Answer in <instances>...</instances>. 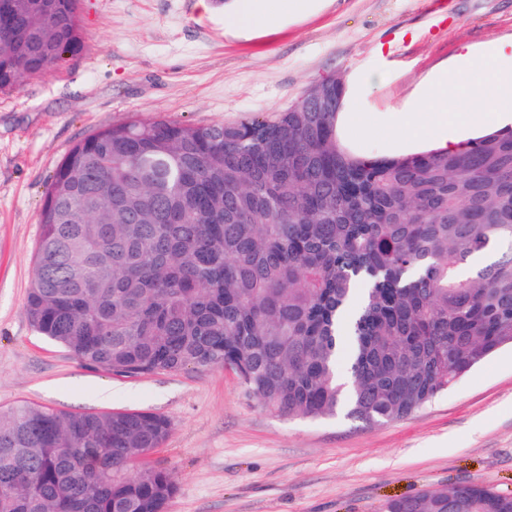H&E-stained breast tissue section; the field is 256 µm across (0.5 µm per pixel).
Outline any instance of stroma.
<instances>
[{
  "instance_id": "35a3bbf8",
  "label": "stroma",
  "mask_w": 512,
  "mask_h": 512,
  "mask_svg": "<svg viewBox=\"0 0 512 512\" xmlns=\"http://www.w3.org/2000/svg\"><path fill=\"white\" fill-rule=\"evenodd\" d=\"M232 0H80L83 47L0 90V408L143 410L173 426L150 454L177 492L166 512H383L393 498L476 482L512 493V349L421 410L382 425L284 421L232 372L122 378L81 367L24 314L51 177L72 148L131 118L215 125L275 118L327 76L376 124L463 48L512 42V0H316L238 36Z\"/></svg>"
}]
</instances>
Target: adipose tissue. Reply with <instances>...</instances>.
<instances>
[{
	"instance_id": "ef3b65f1",
	"label": "adipose tissue",
	"mask_w": 512,
	"mask_h": 512,
	"mask_svg": "<svg viewBox=\"0 0 512 512\" xmlns=\"http://www.w3.org/2000/svg\"><path fill=\"white\" fill-rule=\"evenodd\" d=\"M311 0H234L224 16L226 30L246 33L305 11ZM463 73L444 70L423 83L390 125L371 127L362 117L343 120L346 132L375 134L455 150L459 134L470 127L500 129L512 125V44L488 55L462 53Z\"/></svg>"
}]
</instances>
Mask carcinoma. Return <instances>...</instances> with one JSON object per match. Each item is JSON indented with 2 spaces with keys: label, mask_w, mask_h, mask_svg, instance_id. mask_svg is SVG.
<instances>
[{
  "label": "carcinoma",
  "mask_w": 512,
  "mask_h": 512,
  "mask_svg": "<svg viewBox=\"0 0 512 512\" xmlns=\"http://www.w3.org/2000/svg\"><path fill=\"white\" fill-rule=\"evenodd\" d=\"M0 89L81 46L77 0L18 7ZM334 104L315 112L320 93ZM344 83L273 121L134 119L80 141L53 175L24 306L83 366L139 378L235 370L282 419L402 420L512 344V129L374 157L338 134ZM506 247L470 275L460 267ZM171 422L140 410H0V512H166L143 460ZM512 512L478 483L384 512Z\"/></svg>",
  "instance_id": "1"
}]
</instances>
